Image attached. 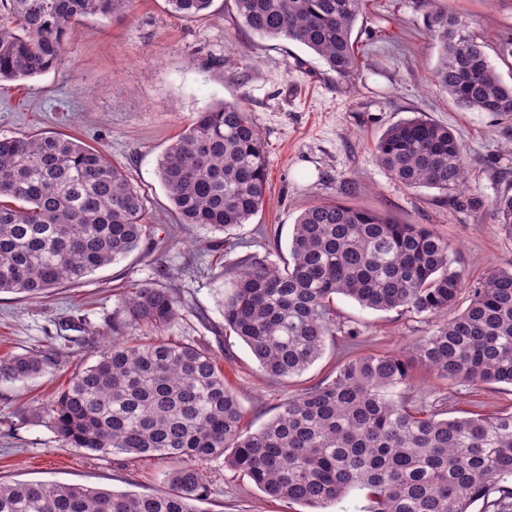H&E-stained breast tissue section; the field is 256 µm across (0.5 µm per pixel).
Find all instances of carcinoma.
I'll return each mask as SVG.
<instances>
[{
  "label": "carcinoma",
  "mask_w": 512,
  "mask_h": 512,
  "mask_svg": "<svg viewBox=\"0 0 512 512\" xmlns=\"http://www.w3.org/2000/svg\"><path fill=\"white\" fill-rule=\"evenodd\" d=\"M134 0H0V82L60 68L75 27L113 18ZM214 0H166L187 18ZM241 25L285 38L352 76V33L363 0H233ZM460 17L433 10L436 85L472 112L512 118V84L501 80ZM381 164L410 188L465 184L463 146L449 127L423 116L389 127L375 144ZM160 181L183 224L214 232L247 224L263 209L267 156L258 126L240 104L197 114L167 146ZM512 236V193L491 203ZM144 196L106 154L53 132L0 138V292L36 297L78 284L118 262L147 236ZM289 259L249 253L226 268L224 329L282 380L306 371L327 337L357 332L336 315L338 295L376 311L402 308L443 321L412 347V359L455 383L512 385V265L456 301L463 271L448 240L426 224L321 201L294 224ZM171 285H133L107 324L112 342L81 365L45 409L49 427L79 451L155 457L169 490L131 494L76 485L0 482V512H203L202 466L224 458L272 498L322 512L352 491L366 512H512V412L439 419L392 393L413 378L401 357L371 354L288 397L252 431L238 394L203 340L127 339L167 327L184 309ZM56 366L52 349L0 357V380H26Z\"/></svg>",
  "instance_id": "carcinoma-1"
}]
</instances>
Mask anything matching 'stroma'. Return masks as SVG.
I'll list each match as a JSON object with an SVG mask.
<instances>
[{"label":"stroma","mask_w":512,"mask_h":512,"mask_svg":"<svg viewBox=\"0 0 512 512\" xmlns=\"http://www.w3.org/2000/svg\"><path fill=\"white\" fill-rule=\"evenodd\" d=\"M463 17L506 82L512 83V0H365L355 25L359 67L347 79L329 72L303 45L258 37L241 26L232 0H214L208 15L187 19L165 0H135L121 18H90L67 46L57 70L0 83V138L52 131L102 149L145 197L151 232L139 250L39 297L0 292V353H21L53 342L58 365L25 381H0V480L43 481L116 492L166 489L165 466L152 457L85 454L50 429L44 408L80 364L103 345L124 287L152 284L159 267L173 273L191 312L153 335L157 341L206 337L236 390L254 430L281 403L367 353L408 354L433 330L436 318L405 310L365 309L336 297L339 318L358 328L357 339L328 337L322 356L301 376L268 377L237 336L223 333L218 301L223 271L246 253L288 256L294 224L304 209L326 200L432 225L447 238L465 272L458 309L493 270L512 264V238L494 224L491 202L512 188V122L458 107L436 86L438 45L430 36L431 8ZM236 102L257 124L267 151V203L251 223L227 231V246L212 251L210 229L180 224L158 175L168 144L197 112ZM425 115L454 130L468 179L447 192L410 188L381 165L375 143L391 125ZM410 387L395 398L453 418L474 409H512V386L455 385L415 367ZM210 488L203 512H293L265 496L245 476L214 460L204 467Z\"/></svg>","instance_id":"stroma-1"}]
</instances>
